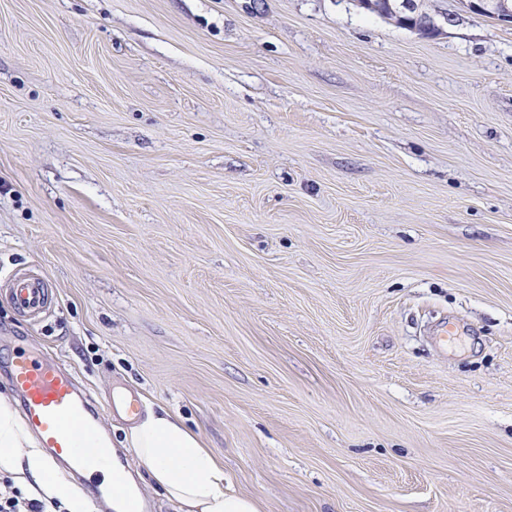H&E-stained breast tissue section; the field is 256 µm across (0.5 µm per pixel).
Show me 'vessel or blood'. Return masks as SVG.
Masks as SVG:
<instances>
[{"label":"vessel or blood","instance_id":"vessel-or-blood-1","mask_svg":"<svg viewBox=\"0 0 512 512\" xmlns=\"http://www.w3.org/2000/svg\"><path fill=\"white\" fill-rule=\"evenodd\" d=\"M9 292L15 309L22 314L42 310L49 298L46 284L28 275L13 276ZM8 377L21 399L29 428L39 435L54 460L80 474L106 456V448L93 437L84 418L81 394L56 365L20 347L13 352Z\"/></svg>","mask_w":512,"mask_h":512}]
</instances>
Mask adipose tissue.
I'll list each match as a JSON object with an SVG mask.
<instances>
[{
    "mask_svg": "<svg viewBox=\"0 0 512 512\" xmlns=\"http://www.w3.org/2000/svg\"><path fill=\"white\" fill-rule=\"evenodd\" d=\"M124 447L132 465L112 462L114 512H145L138 483L146 481L174 512H261L255 497L225 483L224 464L180 415L145 402L140 418L126 431ZM16 472L23 491L40 490L66 512H99L80 487L51 473L37 438L9 398L0 394V470Z\"/></svg>",
    "mask_w": 512,
    "mask_h": 512,
    "instance_id": "1",
    "label": "adipose tissue"
}]
</instances>
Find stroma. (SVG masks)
Here are the masks:
<instances>
[{"mask_svg":"<svg viewBox=\"0 0 512 512\" xmlns=\"http://www.w3.org/2000/svg\"><path fill=\"white\" fill-rule=\"evenodd\" d=\"M433 6L0 0V393L167 407L264 512H512V25ZM427 0H388L387 13L383 19L395 23L398 19L400 25L418 35L435 33L438 26L434 15L429 10ZM10 297L21 314L41 311L49 298V288L38 277L14 275L10 279Z\"/></svg>","mask_w":512,"mask_h":512,"instance_id":"1","label":"stroma"}]
</instances>
